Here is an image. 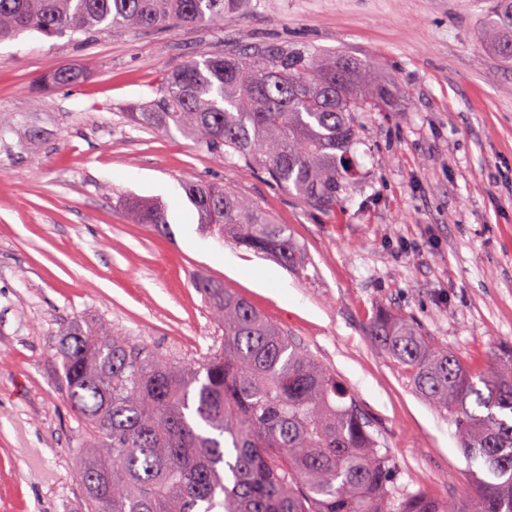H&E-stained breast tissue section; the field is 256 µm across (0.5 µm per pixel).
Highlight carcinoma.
Segmentation results:
<instances>
[{"label":"carcinoma","instance_id":"obj_1","mask_svg":"<svg viewBox=\"0 0 512 512\" xmlns=\"http://www.w3.org/2000/svg\"><path fill=\"white\" fill-rule=\"evenodd\" d=\"M245 0H0V42L24 32L87 37L117 30L215 28ZM489 49L512 43V0L484 21ZM84 72L63 67L57 87ZM375 67L309 47L203 54L168 72L160 97L123 113L135 128L185 137L265 173L321 211L336 209L352 178L354 116L386 105ZM183 190L199 223L219 237L301 269L288 227L220 183ZM137 224L170 233L168 209L127 198ZM197 288L224 331L199 363L136 348L80 319L57 343L70 406L85 426L77 469L90 512H512V347L476 375L408 321L378 316L370 334L409 371L414 389L452 416L477 466L474 495L454 502L387 494V453L346 387L243 298L220 283Z\"/></svg>","mask_w":512,"mask_h":512}]
</instances>
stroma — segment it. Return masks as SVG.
I'll return each instance as SVG.
<instances>
[{
	"instance_id": "35a3bbf8",
	"label": "stroma",
	"mask_w": 512,
	"mask_h": 512,
	"mask_svg": "<svg viewBox=\"0 0 512 512\" xmlns=\"http://www.w3.org/2000/svg\"><path fill=\"white\" fill-rule=\"evenodd\" d=\"M494 4L251 0L212 31L81 42L27 32L0 43V512H86L75 476L83 422L66 399L60 330L105 321L132 345L201 361L222 343L201 280L245 298L343 382L389 454L394 500L470 496L453 418L415 391L369 329L380 314L402 315L477 374L512 345V63L485 46ZM266 45L344 52L388 85L385 109L354 117L357 176L335 211L178 131L123 118L190 57ZM60 67L87 76L43 84ZM184 179L225 184L287 225L304 270L213 239ZM129 197L163 201L169 234L133 222ZM196 239L218 254L196 250Z\"/></svg>"
}]
</instances>
